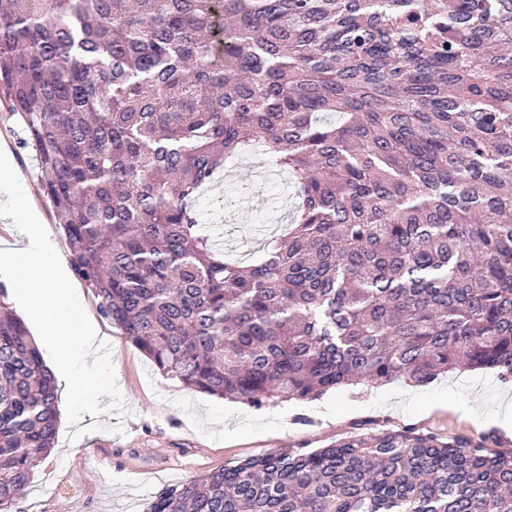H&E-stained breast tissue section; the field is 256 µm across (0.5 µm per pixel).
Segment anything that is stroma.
Instances as JSON below:
<instances>
[{
	"label": "stroma",
	"mask_w": 512,
	"mask_h": 512,
	"mask_svg": "<svg viewBox=\"0 0 512 512\" xmlns=\"http://www.w3.org/2000/svg\"><path fill=\"white\" fill-rule=\"evenodd\" d=\"M20 117L0 111V149L13 158L28 199L41 212L61 254L69 242L46 203L40 169L31 148L22 146ZM288 182L287 174L268 170L261 157L232 161L209 195L226 185L249 189L253 222L239 225L225 251L252 264L262 242L279 225L258 226L270 210L268 193L256 189L258 175ZM89 315L111 349L115 381L128 409L125 418L107 412L83 414L77 424L60 417L52 451L42 460L25 495L7 512H144L162 489L205 477L257 455L285 448L315 450L336 439L381 429L414 428L474 440L489 438L494 449L512 451V433L499 426L512 409V380L491 369L457 370L417 386L398 380L379 386H345L310 402L291 401L256 409L195 392L166 378L98 311L96 295L75 281ZM123 433H116V426Z\"/></svg>",
	"instance_id": "1"
}]
</instances>
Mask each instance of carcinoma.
I'll return each instance as SVG.
<instances>
[{"label":"carcinoma","mask_w":512,"mask_h":512,"mask_svg":"<svg viewBox=\"0 0 512 512\" xmlns=\"http://www.w3.org/2000/svg\"><path fill=\"white\" fill-rule=\"evenodd\" d=\"M0 102L100 314L253 408L512 376V0H0ZM295 175L224 258L197 199L237 153ZM56 381L0 289V507L54 447ZM145 512H512V452L414 428L284 448ZM245 204L246 195L239 194L229 198L225 194L224 202L221 201L219 206L224 211V224L238 225L235 240L228 246L224 245V250L243 266L252 264L258 256L263 255V252H258L261 243L269 236L280 233L281 226L288 222L286 217L282 224H241Z\"/></svg>","instance_id":"1"}]
</instances>
